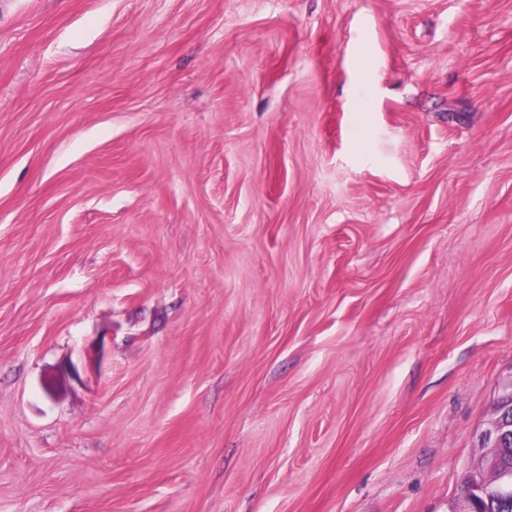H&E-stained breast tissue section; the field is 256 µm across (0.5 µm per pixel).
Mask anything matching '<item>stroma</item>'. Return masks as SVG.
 Returning a JSON list of instances; mask_svg holds the SVG:
<instances>
[{
  "instance_id": "stroma-1",
  "label": "stroma",
  "mask_w": 512,
  "mask_h": 512,
  "mask_svg": "<svg viewBox=\"0 0 512 512\" xmlns=\"http://www.w3.org/2000/svg\"><path fill=\"white\" fill-rule=\"evenodd\" d=\"M512 385V0H0V512H448Z\"/></svg>"
}]
</instances>
